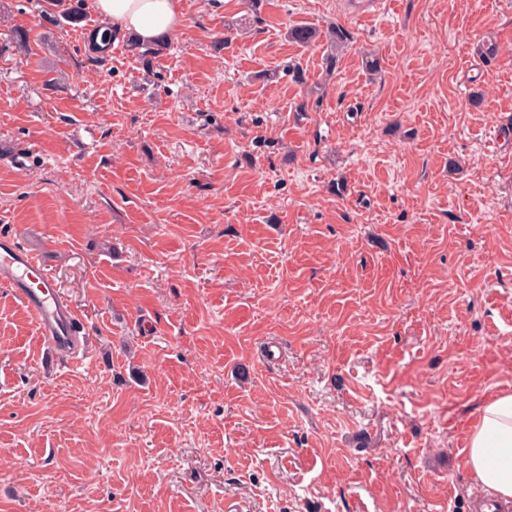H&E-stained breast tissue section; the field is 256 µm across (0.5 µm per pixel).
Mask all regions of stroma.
Segmentation results:
<instances>
[{
	"label": "stroma",
	"instance_id": "stroma-1",
	"mask_svg": "<svg viewBox=\"0 0 512 512\" xmlns=\"http://www.w3.org/2000/svg\"><path fill=\"white\" fill-rule=\"evenodd\" d=\"M84 5L0 0V232L86 333L68 362L0 290V512H471L512 391V0H182L152 77L94 61ZM331 23L329 75L286 32ZM350 39V32L342 25L336 24L328 30L327 42L330 52L326 55L325 61L330 70L336 67L338 54L345 48ZM464 464L482 490L512 499V392L498 393L477 407Z\"/></svg>",
	"mask_w": 512,
	"mask_h": 512
}]
</instances>
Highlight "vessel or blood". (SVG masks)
<instances>
[{"label": "vessel or blood", "mask_w": 512, "mask_h": 512, "mask_svg": "<svg viewBox=\"0 0 512 512\" xmlns=\"http://www.w3.org/2000/svg\"><path fill=\"white\" fill-rule=\"evenodd\" d=\"M0 288L24 304L49 348L79 361L83 321L73 307L58 298L56 283L39 257L8 232L0 233Z\"/></svg>", "instance_id": "b4317fda"}]
</instances>
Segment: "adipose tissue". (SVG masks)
Wrapping results in <instances>:
<instances>
[{
    "instance_id": "ef3b65f1",
    "label": "adipose tissue",
    "mask_w": 512,
    "mask_h": 512,
    "mask_svg": "<svg viewBox=\"0 0 512 512\" xmlns=\"http://www.w3.org/2000/svg\"><path fill=\"white\" fill-rule=\"evenodd\" d=\"M94 8L114 31L145 43L178 30L183 22L181 0H94ZM465 467L482 490L512 499V392L478 406Z\"/></svg>"
}]
</instances>
